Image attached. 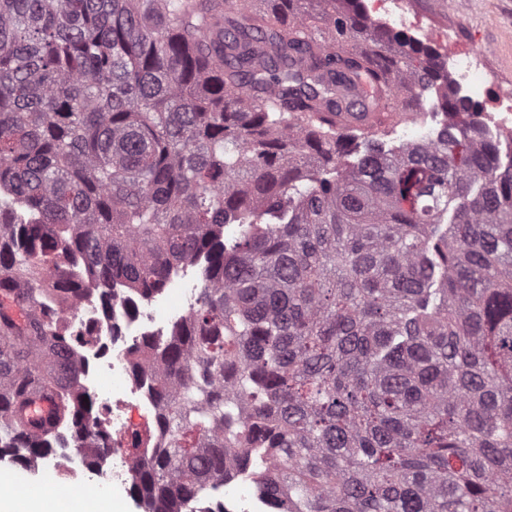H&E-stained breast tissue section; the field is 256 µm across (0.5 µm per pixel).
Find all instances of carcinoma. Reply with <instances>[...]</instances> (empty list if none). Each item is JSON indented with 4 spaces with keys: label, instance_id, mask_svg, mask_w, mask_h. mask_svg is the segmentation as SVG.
Listing matches in <instances>:
<instances>
[{
    "label": "carcinoma",
    "instance_id": "1",
    "mask_svg": "<svg viewBox=\"0 0 512 512\" xmlns=\"http://www.w3.org/2000/svg\"><path fill=\"white\" fill-rule=\"evenodd\" d=\"M338 2L0 0V434L20 463L93 409L63 323L85 285L107 305L116 279L149 295L202 258L192 315L139 348L165 434L132 475L145 512L229 466L272 512H512V155L452 119L342 166L356 125L441 74Z\"/></svg>",
    "mask_w": 512,
    "mask_h": 512
}]
</instances>
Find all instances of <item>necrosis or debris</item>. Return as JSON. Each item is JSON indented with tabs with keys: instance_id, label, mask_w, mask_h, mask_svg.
<instances>
[{
	"instance_id": "obj_1",
	"label": "necrosis or debris",
	"mask_w": 512,
	"mask_h": 512,
	"mask_svg": "<svg viewBox=\"0 0 512 512\" xmlns=\"http://www.w3.org/2000/svg\"><path fill=\"white\" fill-rule=\"evenodd\" d=\"M402 8V0H364L361 6L376 22L399 15L406 41L427 48L450 78V100L460 105L480 104L494 130L512 140V95L496 92L486 82L480 50L455 46L447 32L402 15ZM169 282L177 290L173 301L155 294H133L124 282L116 281L110 308H103L97 292L89 289L68 312L67 322L82 334L77 385L99 399L100 408L85 418L82 432L60 430L48 468L71 480L117 488L127 484L134 465L146 461V454L129 455L121 444L123 435L158 422L161 413L149 389L150 373L138 375L133 370L134 353L143 338L167 339L198 298L189 266H172ZM230 502L236 504V512H258L264 499L248 486L227 481L210 485L198 500L185 503L182 512H224Z\"/></svg>"
}]
</instances>
